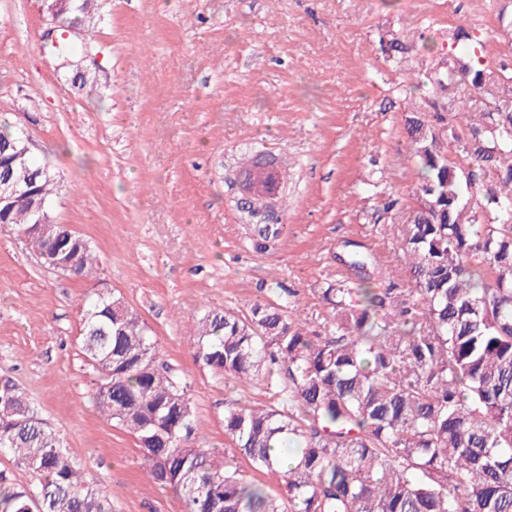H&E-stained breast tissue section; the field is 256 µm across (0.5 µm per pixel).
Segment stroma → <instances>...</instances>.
<instances>
[{"label": "stroma", "instance_id": "obj_1", "mask_svg": "<svg viewBox=\"0 0 512 512\" xmlns=\"http://www.w3.org/2000/svg\"><path fill=\"white\" fill-rule=\"evenodd\" d=\"M75 42L92 84L50 54L41 0H0V118L29 138L60 191L52 210L94 247L95 279L42 266L0 232V380L23 389L114 512H182L148 478L143 451L100 415L81 351L90 296L120 295L187 382L196 437L224 449V406L264 400L195 362L206 309L246 310L277 282L312 334L326 332L319 290L355 280L407 287L402 232L420 169L410 112L446 106L430 70L453 59L451 31L479 35L490 69H512V0H98ZM408 48L398 54L391 40ZM251 155L288 169L283 233L256 246L238 210Z\"/></svg>", "mask_w": 512, "mask_h": 512}]
</instances>
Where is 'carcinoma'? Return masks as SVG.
<instances>
[{"label": "carcinoma", "mask_w": 512, "mask_h": 512, "mask_svg": "<svg viewBox=\"0 0 512 512\" xmlns=\"http://www.w3.org/2000/svg\"><path fill=\"white\" fill-rule=\"evenodd\" d=\"M97 0H74L68 23L92 16ZM454 44H481L458 25ZM458 89L478 120L446 112L405 117L422 168L417 208L402 251L409 298L393 283L366 284L369 258L349 267L362 281L320 289L328 332L311 336L276 283L245 312L209 309L197 321L195 362L241 385L260 384L266 400L224 407L231 448L196 441L187 385L163 357L152 330L122 298L95 294L82 318L81 349L99 380L92 401L143 449L149 479L179 497L183 512H512V84L482 57H459L428 77ZM480 98H475V95ZM0 123V184L24 173L32 201L0 209V228L25 236L51 214L55 175ZM456 144L444 154L442 141ZM41 262L92 278L97 256L85 239L60 264L52 224ZM278 225L258 227L266 246ZM295 445L292 463L272 449ZM0 451L30 482L0 470V512H113L80 461L47 427L17 385L0 382ZM272 476L279 491L244 477L241 462Z\"/></svg>", "instance_id": "cac0c4a2"}]
</instances>
